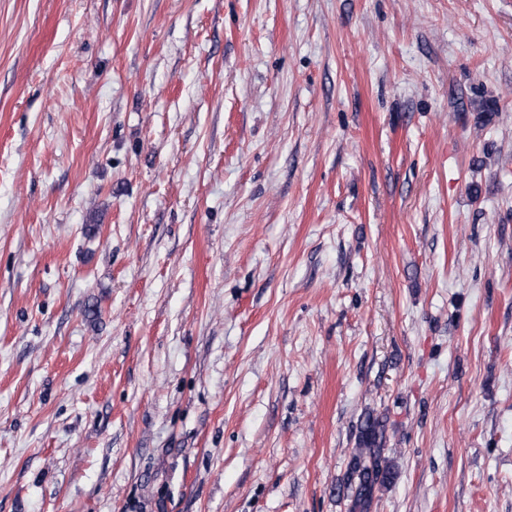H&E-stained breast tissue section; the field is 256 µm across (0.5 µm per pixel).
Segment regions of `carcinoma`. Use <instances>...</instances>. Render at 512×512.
Returning <instances> with one entry per match:
<instances>
[{"label": "carcinoma", "mask_w": 512, "mask_h": 512, "mask_svg": "<svg viewBox=\"0 0 512 512\" xmlns=\"http://www.w3.org/2000/svg\"><path fill=\"white\" fill-rule=\"evenodd\" d=\"M385 431L386 421L371 412L360 420L346 482L348 512H370L377 493L395 481L396 471L385 456Z\"/></svg>", "instance_id": "1"}]
</instances>
